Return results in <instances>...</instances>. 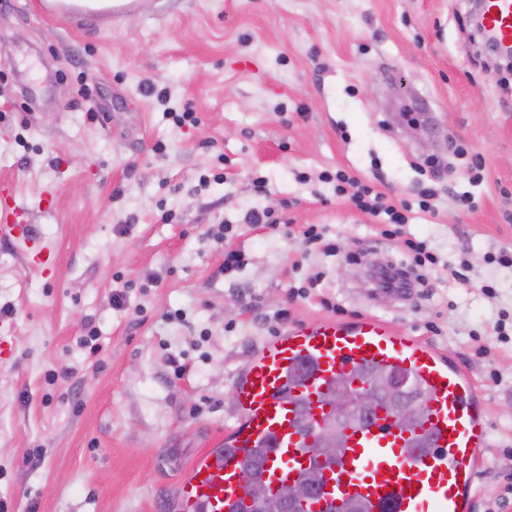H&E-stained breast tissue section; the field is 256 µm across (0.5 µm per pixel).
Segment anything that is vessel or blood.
I'll return each instance as SVG.
<instances>
[{
  "mask_svg": "<svg viewBox=\"0 0 512 512\" xmlns=\"http://www.w3.org/2000/svg\"><path fill=\"white\" fill-rule=\"evenodd\" d=\"M142 0H42L45 13L111 20ZM486 32L512 49V0H484ZM22 210L0 184V239L15 236ZM375 369L402 373L425 396L423 421L399 430L389 412L350 424L333 461H314L300 415L324 420L321 395L339 380ZM239 417L222 447L209 448L178 484L179 512H235L244 498L242 461L262 449L270 485L312 466L328 476L310 512H472L476 464L489 445L486 409L470 376L431 345L401 336L382 320L294 325L267 342L234 386Z\"/></svg>",
  "mask_w": 512,
  "mask_h": 512,
  "instance_id": "b4317fda",
  "label": "vessel or blood"
}]
</instances>
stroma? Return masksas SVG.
Instances as JSON below:
<instances>
[{
    "label": "stroma",
    "mask_w": 512,
    "mask_h": 512,
    "mask_svg": "<svg viewBox=\"0 0 512 512\" xmlns=\"http://www.w3.org/2000/svg\"><path fill=\"white\" fill-rule=\"evenodd\" d=\"M37 2L0 0V183L57 264L0 240V512H177L176 485L238 420L252 355L288 326L370 314L470 374L490 439L473 512H512V339L495 332L512 336L496 261L512 250V75L479 52L468 0H149L115 24ZM187 102L197 123L164 118ZM336 170L412 203L406 232L440 257L430 289L364 286L368 261L408 259L322 181ZM252 209L281 225L243 227ZM221 224L223 245L206 234ZM306 224L339 253L306 250ZM228 246L247 264L226 276Z\"/></svg>",
    "instance_id": "1"
}]
</instances>
